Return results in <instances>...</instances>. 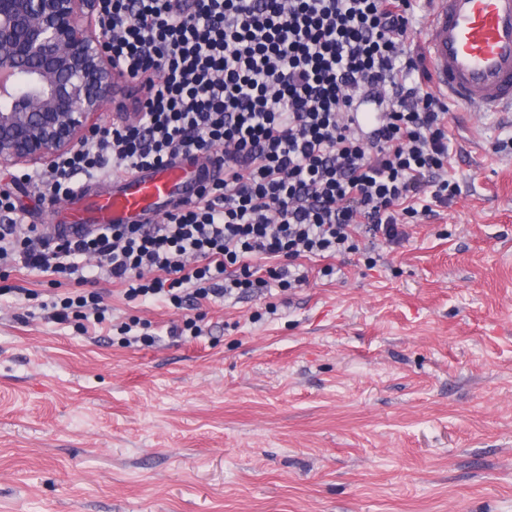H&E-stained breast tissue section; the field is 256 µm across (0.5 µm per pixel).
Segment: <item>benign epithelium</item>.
<instances>
[{
  "mask_svg": "<svg viewBox=\"0 0 512 512\" xmlns=\"http://www.w3.org/2000/svg\"><path fill=\"white\" fill-rule=\"evenodd\" d=\"M97 0H0V168H49L130 82Z\"/></svg>",
  "mask_w": 512,
  "mask_h": 512,
  "instance_id": "1",
  "label": "benign epithelium"
}]
</instances>
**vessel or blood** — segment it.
Listing matches in <instances>:
<instances>
[{"label":"vessel or blood","instance_id":"1","mask_svg":"<svg viewBox=\"0 0 512 512\" xmlns=\"http://www.w3.org/2000/svg\"><path fill=\"white\" fill-rule=\"evenodd\" d=\"M425 53L434 84L453 107L512 112V0H429ZM216 165L181 158L167 166L112 178V188L80 187L69 198L62 232L141 224L193 199Z\"/></svg>","mask_w":512,"mask_h":512}]
</instances>
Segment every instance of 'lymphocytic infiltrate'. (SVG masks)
Here are the masks:
<instances>
[{"mask_svg": "<svg viewBox=\"0 0 512 512\" xmlns=\"http://www.w3.org/2000/svg\"><path fill=\"white\" fill-rule=\"evenodd\" d=\"M422 0H100L112 56L144 89L135 119L97 128L39 173L41 198L75 192V175L129 174L224 149V174L153 224H112L49 241L10 222L0 192V266L87 283V257L130 299L177 308L304 285V258L361 256L397 245L403 222L460 192L448 173V104L429 90L412 48ZM372 98L380 123L356 131Z\"/></svg>", "mask_w": 512, "mask_h": 512, "instance_id": "1", "label": "lymphocytic infiltrate"}]
</instances>
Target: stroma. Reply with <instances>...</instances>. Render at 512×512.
Segmentation results:
<instances>
[{"instance_id":"obj_1","label":"stroma","mask_w":512,"mask_h":512,"mask_svg":"<svg viewBox=\"0 0 512 512\" xmlns=\"http://www.w3.org/2000/svg\"><path fill=\"white\" fill-rule=\"evenodd\" d=\"M448 122V206L375 268L200 300L196 339L101 278L106 321L53 319L73 282L0 268V512H512V116Z\"/></svg>"}]
</instances>
